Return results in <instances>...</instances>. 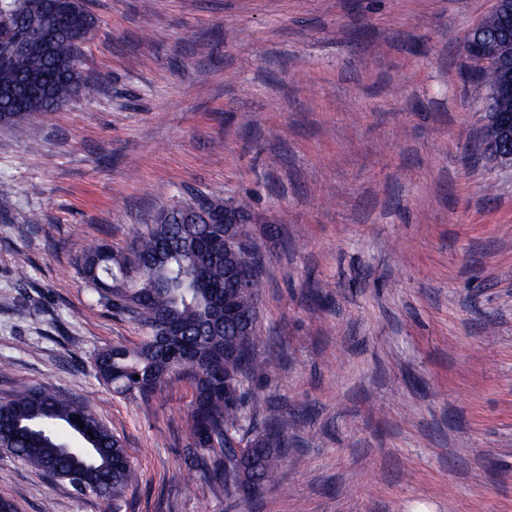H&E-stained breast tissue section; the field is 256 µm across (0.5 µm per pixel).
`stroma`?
I'll return each instance as SVG.
<instances>
[{"label": "stroma", "instance_id": "obj_1", "mask_svg": "<svg viewBox=\"0 0 512 512\" xmlns=\"http://www.w3.org/2000/svg\"><path fill=\"white\" fill-rule=\"evenodd\" d=\"M77 97L0 125V401L92 404L139 481L121 510L0 452L16 512H512V169L475 151L462 49L493 0H86ZM41 149L31 152V137ZM213 192L250 197L264 257L250 501L189 477L188 381L115 393L138 343L79 272L90 243Z\"/></svg>", "mask_w": 512, "mask_h": 512}]
</instances>
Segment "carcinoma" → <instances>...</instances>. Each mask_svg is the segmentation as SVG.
Instances as JSON below:
<instances>
[{
  "label": "carcinoma",
  "instance_id": "1",
  "mask_svg": "<svg viewBox=\"0 0 512 512\" xmlns=\"http://www.w3.org/2000/svg\"><path fill=\"white\" fill-rule=\"evenodd\" d=\"M0 17L9 21L0 36V116L6 123H28L95 92L78 67L80 45L95 25L85 0H0ZM45 25L55 31L50 45L33 44L18 62L6 60V41ZM222 213L221 195L206 197V207L197 212L177 205L151 224L136 225L126 251L103 240L91 245L79 273L98 302L140 331L135 346L114 345L98 355L100 376L115 392L146 402L170 381L187 379L191 467L228 496L239 490L236 468L262 485L275 480L285 435L279 423L256 422L249 389L265 377L253 354L260 280L253 291L240 292L228 277L239 252H227L219 242L200 253L185 246L190 237L207 238ZM231 350L239 351L233 360L225 357ZM249 435L253 455L240 460L234 440ZM78 440L91 453L72 449ZM0 450L51 481L110 499L118 509L136 479L123 441L88 403L45 389L24 388L0 403Z\"/></svg>",
  "mask_w": 512,
  "mask_h": 512
}]
</instances>
